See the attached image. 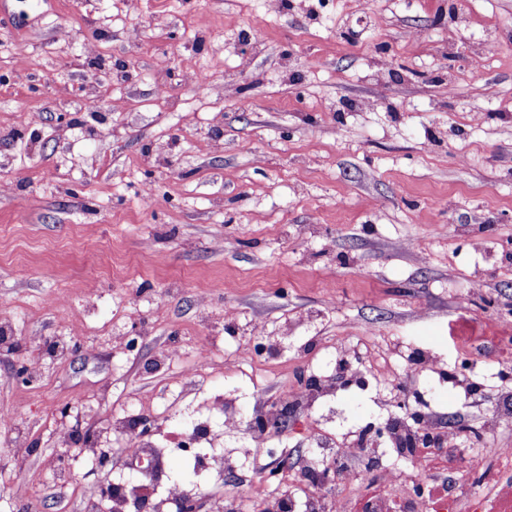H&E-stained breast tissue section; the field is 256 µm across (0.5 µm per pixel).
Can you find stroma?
<instances>
[{
	"label": "stroma",
	"mask_w": 512,
	"mask_h": 512,
	"mask_svg": "<svg viewBox=\"0 0 512 512\" xmlns=\"http://www.w3.org/2000/svg\"><path fill=\"white\" fill-rule=\"evenodd\" d=\"M177 51L210 99L172 106ZM0 319V512H84L101 475L59 444L62 406L105 448L113 417L177 432L214 394L248 419L285 381L335 376L346 341L369 388L316 410L334 438L384 424L379 369L413 383L420 354L440 425L512 416V0H0ZM467 346L483 389L459 399ZM22 360L39 386L16 383ZM306 426L264 461L299 469ZM254 467L224 474L237 512L305 485L255 491ZM173 481L203 499L215 478L168 460L155 483ZM181 66L189 72L190 82L196 97H210L213 90L211 75L205 70L196 68L190 60L183 57Z\"/></svg>",
	"instance_id": "35a3bbf8"
}]
</instances>
